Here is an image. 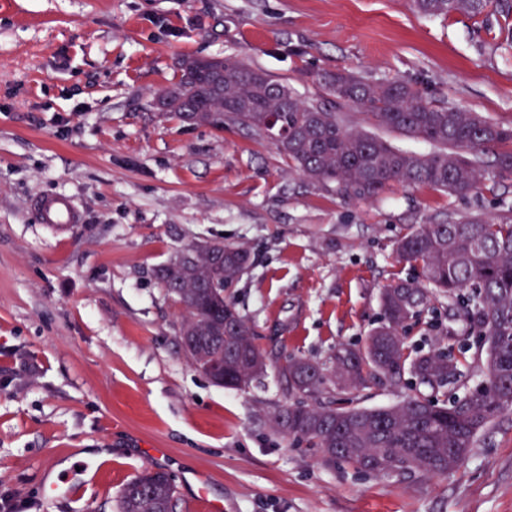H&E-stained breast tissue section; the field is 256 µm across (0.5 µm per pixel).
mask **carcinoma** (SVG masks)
<instances>
[{
	"label": "carcinoma",
	"mask_w": 512,
	"mask_h": 512,
	"mask_svg": "<svg viewBox=\"0 0 512 512\" xmlns=\"http://www.w3.org/2000/svg\"><path fill=\"white\" fill-rule=\"evenodd\" d=\"M429 17L491 8L512 16V0H413ZM203 57L181 60L179 81L167 90L182 98L175 114L189 126L222 129L231 123L257 139L269 137L266 121L275 113L286 134L273 141L291 166L311 180L336 185L346 196L373 198L395 183L426 185L454 196L475 192L483 178L480 155L494 151V169L512 175V126L503 127L462 106L430 101L406 81L369 82L350 71L324 73L319 81L336 110L308 102L288 85L236 57H224V82L206 93L200 86ZM352 106L374 123L407 137L443 147L422 154L392 147L379 137L344 128L337 110ZM398 261L418 277L388 285L381 293L383 321L362 348L341 344L318 363L285 354L276 365L288 400L273 416L276 432L319 448L331 461H344L376 475L415 471L445 475L460 466L478 434L512 412V223L465 216L447 224H417L398 240ZM249 267L242 246L212 240L183 248L158 273L166 293L185 310L180 335L192 340L185 350L205 371L224 363V386L245 388L265 373H250L264 357L257 333L228 301ZM427 283L445 296L462 298L469 330L486 337L488 376L493 389L476 387L451 403L410 393L390 406L336 408L324 399L334 388L362 389L375 379L412 389L409 373L429 384L446 385L458 374L450 349L410 357L404 333L428 302ZM175 487L163 470H148L122 488L120 512H175Z\"/></svg>",
	"instance_id": "1"
}]
</instances>
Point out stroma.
Instances as JSON below:
<instances>
[{
  "mask_svg": "<svg viewBox=\"0 0 512 512\" xmlns=\"http://www.w3.org/2000/svg\"><path fill=\"white\" fill-rule=\"evenodd\" d=\"M506 35L498 15L430 18L411 0H0V495L26 512H118L124 484L159 468L177 512L202 492L224 512H512V413L445 475L325 462L272 430L276 370L234 389L191 365L183 310L157 276L192 243L245 246L252 265L229 296L267 360L321 362L382 321L385 285L414 278L395 252L411 225L512 221V177L465 197L397 184L350 199L239 126L190 127L154 107L182 58L235 56L309 101L329 100L318 73L345 70L512 126ZM339 119L433 149L354 107ZM61 191L82 213L63 233L32 208ZM407 344L450 345L461 362L458 382L416 383L421 396L488 379L453 299L433 296ZM401 398L385 383L335 394L340 407ZM72 482L76 497L50 498Z\"/></svg>",
  "mask_w": 512,
  "mask_h": 512,
  "instance_id": "stroma-1",
  "label": "stroma"
}]
</instances>
